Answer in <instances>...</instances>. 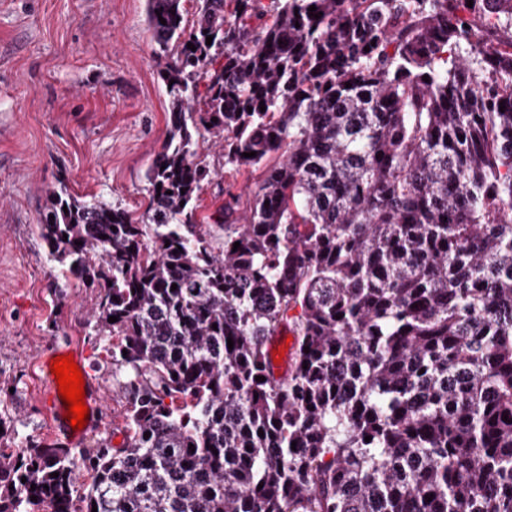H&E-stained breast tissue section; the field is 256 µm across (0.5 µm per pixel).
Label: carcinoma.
I'll return each mask as SVG.
<instances>
[{
	"instance_id": "obj_1",
	"label": "carcinoma",
	"mask_w": 512,
	"mask_h": 512,
	"mask_svg": "<svg viewBox=\"0 0 512 512\" xmlns=\"http://www.w3.org/2000/svg\"><path fill=\"white\" fill-rule=\"evenodd\" d=\"M198 3L146 0V219L61 180L38 224L98 290L123 446L1 448L0 512H512V0ZM203 131L261 171L218 252Z\"/></svg>"
}]
</instances>
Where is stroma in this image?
I'll return each mask as SVG.
<instances>
[{"label":"stroma","mask_w":512,"mask_h":512,"mask_svg":"<svg viewBox=\"0 0 512 512\" xmlns=\"http://www.w3.org/2000/svg\"><path fill=\"white\" fill-rule=\"evenodd\" d=\"M145 0H0V448L30 438L55 447L39 359L71 348L106 393L101 431L84 440L124 441L126 399L116 392L107 337L91 323L97 293L63 278L37 226L50 191L72 193L141 218L145 173L167 131L164 54L145 23ZM201 157L213 172L195 220L223 243L215 218L226 192L248 196L260 179L229 169L208 138Z\"/></svg>","instance_id":"obj_1"}]
</instances>
